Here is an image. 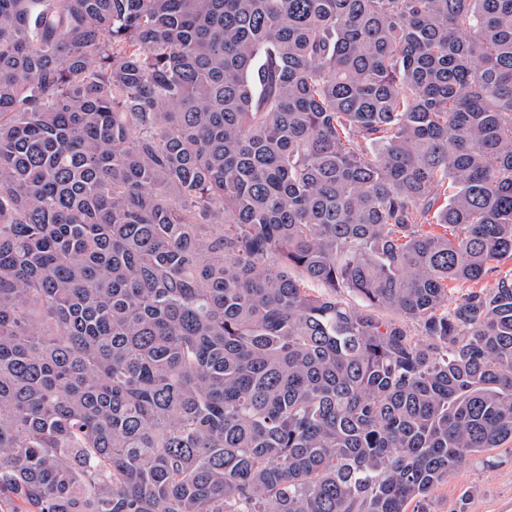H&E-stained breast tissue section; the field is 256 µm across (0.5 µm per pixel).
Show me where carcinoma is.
Masks as SVG:
<instances>
[{"instance_id":"1","label":"carcinoma","mask_w":512,"mask_h":512,"mask_svg":"<svg viewBox=\"0 0 512 512\" xmlns=\"http://www.w3.org/2000/svg\"><path fill=\"white\" fill-rule=\"evenodd\" d=\"M509 258L512 0H0V512H427Z\"/></svg>"}]
</instances>
